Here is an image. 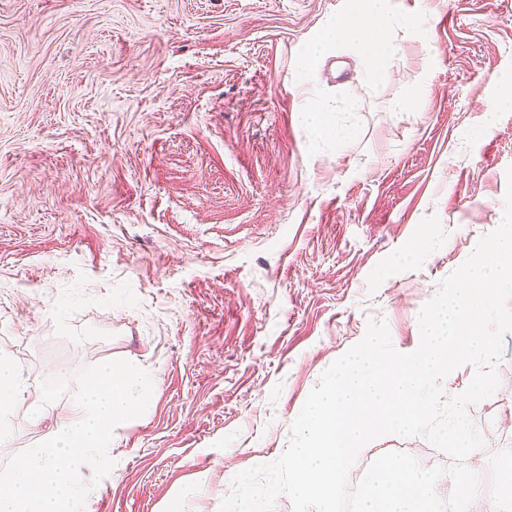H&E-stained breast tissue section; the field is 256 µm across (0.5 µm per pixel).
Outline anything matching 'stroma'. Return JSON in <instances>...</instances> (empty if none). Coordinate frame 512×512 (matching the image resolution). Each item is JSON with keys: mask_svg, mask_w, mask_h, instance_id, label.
Returning a JSON list of instances; mask_svg holds the SVG:
<instances>
[{"mask_svg": "<svg viewBox=\"0 0 512 512\" xmlns=\"http://www.w3.org/2000/svg\"><path fill=\"white\" fill-rule=\"evenodd\" d=\"M351 5L0 0V358L29 395L0 469L68 412L80 371L125 359L153 394L86 512H219L369 320L417 349L422 307L502 221L512 0H385L387 79L344 41L302 68ZM325 98L341 140L306 125ZM494 369L469 468L512 448V334ZM389 451L451 463L383 436L350 486Z\"/></svg>", "mask_w": 512, "mask_h": 512, "instance_id": "1", "label": "stroma"}]
</instances>
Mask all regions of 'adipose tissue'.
Wrapping results in <instances>:
<instances>
[{
  "label": "adipose tissue",
  "instance_id": "1",
  "mask_svg": "<svg viewBox=\"0 0 512 512\" xmlns=\"http://www.w3.org/2000/svg\"><path fill=\"white\" fill-rule=\"evenodd\" d=\"M389 23L384 0H354L347 15L336 27L323 32L303 54L305 66H313L338 40L357 46L367 58L380 61L388 56L391 44L384 35ZM26 380L13 365L0 360V445L8 437V417L12 403L24 397Z\"/></svg>",
  "mask_w": 512,
  "mask_h": 512
}]
</instances>
